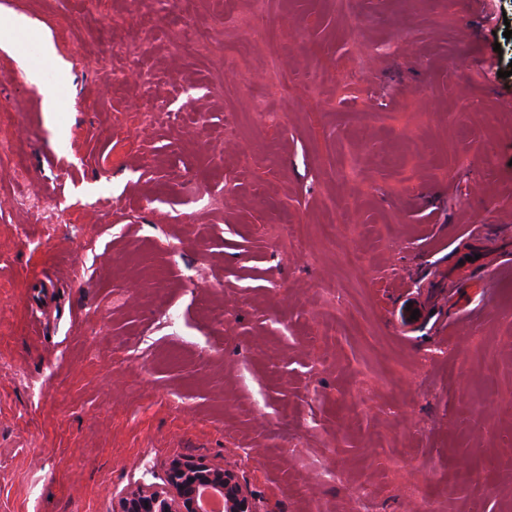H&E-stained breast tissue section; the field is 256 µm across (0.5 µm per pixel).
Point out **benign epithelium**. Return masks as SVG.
Segmentation results:
<instances>
[{"mask_svg":"<svg viewBox=\"0 0 512 512\" xmlns=\"http://www.w3.org/2000/svg\"><path fill=\"white\" fill-rule=\"evenodd\" d=\"M204 490L224 501V512H259L251 490L235 471L201 456L173 460L164 486L139 485L119 499L113 512H204Z\"/></svg>","mask_w":512,"mask_h":512,"instance_id":"obj_1","label":"benign epithelium"}]
</instances>
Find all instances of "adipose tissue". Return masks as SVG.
Returning a JSON list of instances; mask_svg holds the SVG:
<instances>
[{"label": "adipose tissue", "instance_id": "obj_1", "mask_svg": "<svg viewBox=\"0 0 512 512\" xmlns=\"http://www.w3.org/2000/svg\"><path fill=\"white\" fill-rule=\"evenodd\" d=\"M0 46L12 48L22 61L31 54L39 58V67L27 71L33 82H40L45 70L58 67L56 50L50 36L26 17L17 16L5 22L0 21Z\"/></svg>", "mask_w": 512, "mask_h": 512}]
</instances>
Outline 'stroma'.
<instances>
[{
	"label": "stroma",
	"mask_w": 512,
	"mask_h": 512,
	"mask_svg": "<svg viewBox=\"0 0 512 512\" xmlns=\"http://www.w3.org/2000/svg\"><path fill=\"white\" fill-rule=\"evenodd\" d=\"M254 10L156 0L133 59L131 0H0L66 65L51 115L0 48V512L187 455L261 512H512V0H266L260 43Z\"/></svg>",
	"instance_id": "35a3bbf8"
}]
</instances>
